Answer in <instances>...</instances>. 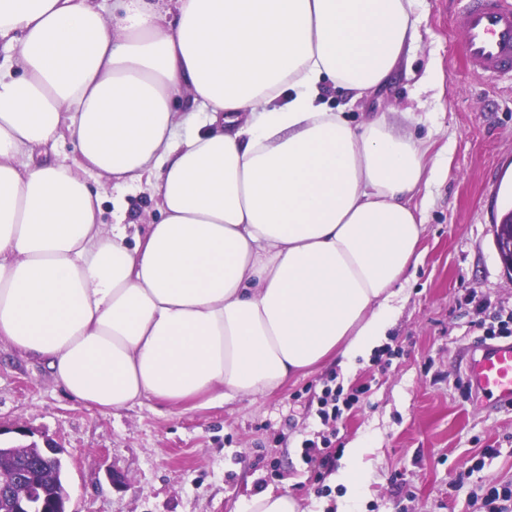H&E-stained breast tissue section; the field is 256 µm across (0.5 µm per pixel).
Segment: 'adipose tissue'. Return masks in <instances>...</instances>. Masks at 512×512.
I'll return each instance as SVG.
<instances>
[{"mask_svg": "<svg viewBox=\"0 0 512 512\" xmlns=\"http://www.w3.org/2000/svg\"><path fill=\"white\" fill-rule=\"evenodd\" d=\"M420 23L419 0H0V344L102 413L369 354L445 169L413 113L354 127L321 88L393 83ZM94 176L151 185L158 221L103 223Z\"/></svg>", "mask_w": 512, "mask_h": 512, "instance_id": "ef3b65f1", "label": "adipose tissue"}]
</instances>
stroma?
Returning <instances> with one entry per match:
<instances>
[{
	"mask_svg": "<svg viewBox=\"0 0 512 512\" xmlns=\"http://www.w3.org/2000/svg\"><path fill=\"white\" fill-rule=\"evenodd\" d=\"M462 8L463 0H422L409 70L385 92L354 101L322 89L356 126L376 112L421 116L408 133L430 139L448 164L418 194L423 259L372 354L347 368L328 360L263 396L193 410L147 400L103 414L56 387L42 362L0 345V446L49 439L63 448L67 512H236L284 485L305 512H337L345 486L330 475L316 482L301 457L303 441L319 434L337 448L367 449L353 512H473L474 490L512 479V408L465 397L454 384L468 353L487 342L479 321L512 308V276L493 237L512 206V82L467 69ZM101 192L104 212L118 196L128 219L158 214L148 184ZM331 377L362 392L333 427L315 414ZM486 448L500 454L483 464ZM112 470L123 485L112 486Z\"/></svg>",
	"mask_w": 512,
	"mask_h": 512,
	"instance_id": "35a3bbf8",
	"label": "stroma"
}]
</instances>
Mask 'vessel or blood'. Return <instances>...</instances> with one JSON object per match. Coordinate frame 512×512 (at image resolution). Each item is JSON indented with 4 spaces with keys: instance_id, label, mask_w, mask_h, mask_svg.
Returning a JSON list of instances; mask_svg holds the SVG:
<instances>
[{
    "instance_id": "obj_1",
    "label": "vessel or blood",
    "mask_w": 512,
    "mask_h": 512,
    "mask_svg": "<svg viewBox=\"0 0 512 512\" xmlns=\"http://www.w3.org/2000/svg\"><path fill=\"white\" fill-rule=\"evenodd\" d=\"M463 53L478 75L512 80V0H465ZM465 382L476 397L512 406V340L472 353Z\"/></svg>"
}]
</instances>
